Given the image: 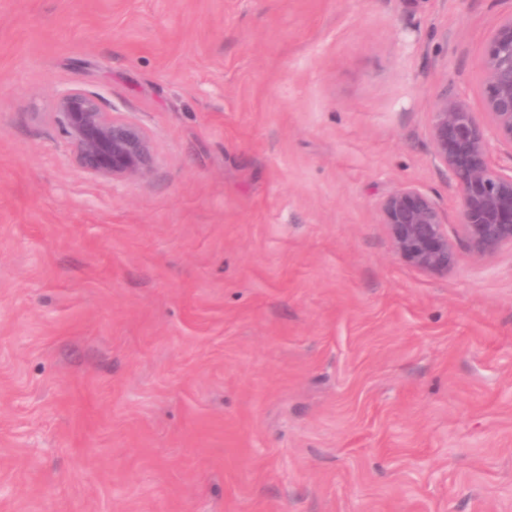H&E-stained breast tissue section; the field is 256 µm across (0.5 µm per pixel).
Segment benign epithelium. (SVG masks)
Listing matches in <instances>:
<instances>
[{"mask_svg": "<svg viewBox=\"0 0 512 512\" xmlns=\"http://www.w3.org/2000/svg\"><path fill=\"white\" fill-rule=\"evenodd\" d=\"M477 92L479 112L462 94L442 95L432 112L430 138L433 158L448 170L459 196L456 236L481 260L512 248V164L494 161L489 149L492 139L512 147V11L487 40ZM55 120L87 171L112 179L150 171L148 135L119 113L104 111L93 94L82 89L63 94ZM379 211L400 257L426 273L448 274L455 246L430 196L407 186L384 198Z\"/></svg>", "mask_w": 512, "mask_h": 512, "instance_id": "7a95c632", "label": "benign epithelium"}]
</instances>
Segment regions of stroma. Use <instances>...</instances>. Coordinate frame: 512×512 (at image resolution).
<instances>
[{
    "label": "stroma",
    "instance_id": "35a3bbf8",
    "mask_svg": "<svg viewBox=\"0 0 512 512\" xmlns=\"http://www.w3.org/2000/svg\"><path fill=\"white\" fill-rule=\"evenodd\" d=\"M511 9L0 0V512H512V249L431 275L379 212L457 214L431 116ZM55 120L87 171L112 179L145 176L152 164V145L139 126L117 112H105L97 98L82 89L63 94Z\"/></svg>",
    "mask_w": 512,
    "mask_h": 512
}]
</instances>
